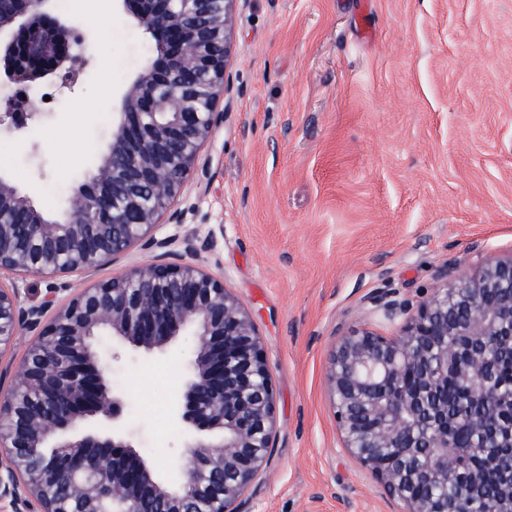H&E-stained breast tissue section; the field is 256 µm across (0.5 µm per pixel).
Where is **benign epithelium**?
Segmentation results:
<instances>
[{
    "label": "benign epithelium",
    "mask_w": 512,
    "mask_h": 512,
    "mask_svg": "<svg viewBox=\"0 0 512 512\" xmlns=\"http://www.w3.org/2000/svg\"><path fill=\"white\" fill-rule=\"evenodd\" d=\"M55 0H0V78L14 92L0 123L20 129L39 115L29 90L75 85L89 64L80 30ZM159 50L127 87L112 117V143L90 181L53 219L45 218L0 172V271L54 276L98 268L137 243L161 250L142 266L82 289L55 306L38 305L0 284V359L24 335L25 357L0 369V510L8 512H242L264 473L276 428V398L262 338L250 313L203 266L165 260L169 240L152 232L174 224L184 181L222 121L230 86L238 0H113ZM38 243L31 262L27 246ZM366 303L386 320L383 335L364 324L337 337L327 387L351 458L401 512H444L420 485L456 489L450 512H471L480 476L461 479L442 379L453 374L473 406L470 422L486 440L512 449V394L483 381L502 336H512V257L488 259L464 279L439 272L419 300L380 288ZM194 351L173 399L177 422L197 437L163 483L137 453L93 339L109 329L131 345L162 350L187 327ZM37 397L25 409L18 392ZM101 417L109 427L90 428ZM494 512H512V476L497 489Z\"/></svg>",
    "instance_id": "benign-epithelium-1"
}]
</instances>
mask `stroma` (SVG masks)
Here are the masks:
<instances>
[{"instance_id": "35a3bbf8", "label": "stroma", "mask_w": 512, "mask_h": 512, "mask_svg": "<svg viewBox=\"0 0 512 512\" xmlns=\"http://www.w3.org/2000/svg\"><path fill=\"white\" fill-rule=\"evenodd\" d=\"M82 31L106 27L71 90L42 119L0 134V169L47 212L94 173L112 114L153 54L112 0H62ZM224 119L162 223L169 259L223 278L264 341L276 397L265 474L244 512H399L341 446L327 373L368 295H417L440 270L512 257V0H241ZM138 243L76 292L148 263ZM191 340L147 353L103 333L98 350L136 451L176 479L190 434L171 414ZM119 361H112L113 351Z\"/></svg>"}]
</instances>
